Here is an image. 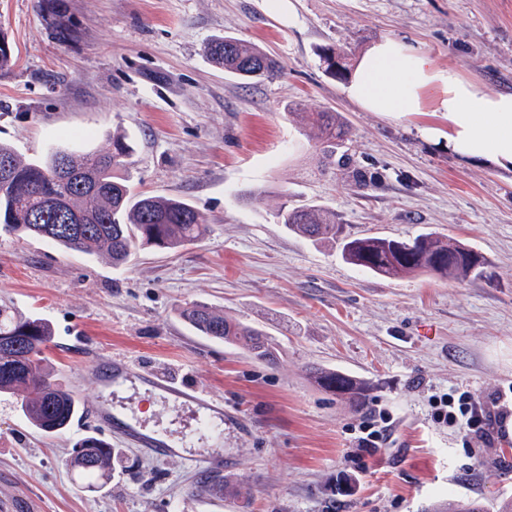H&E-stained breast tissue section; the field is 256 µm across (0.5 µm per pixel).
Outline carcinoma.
Instances as JSON below:
<instances>
[{
	"instance_id": "obj_1",
	"label": "carcinoma",
	"mask_w": 512,
	"mask_h": 512,
	"mask_svg": "<svg viewBox=\"0 0 512 512\" xmlns=\"http://www.w3.org/2000/svg\"><path fill=\"white\" fill-rule=\"evenodd\" d=\"M47 23L60 41L76 37L70 18L60 12H51ZM207 53L224 71L241 78H268L277 72L276 60L238 38H216ZM347 57L346 49L331 47L323 62L334 72L343 69L336 59ZM296 116L317 140L325 170L356 186L366 185L365 175L351 168L348 155L341 151L348 128L336 113L319 110ZM130 156L121 134L112 135V149L103 153L55 148L32 161L22 160L12 146L0 142V162H10L8 175L0 174V232L103 256L114 266L126 264L141 248L172 250L202 239L208 224L185 200L134 192ZM276 218L288 231L312 241H338L345 261L385 278L429 274L465 281L487 273L470 249L432 233L411 240L343 237L336 214L313 204L284 205ZM179 316L200 335L241 347L259 362L276 360V348L265 330L204 302L181 306ZM52 336L48 320L0 303V396L16 401L30 427L58 434L79 415L81 403L56 383L53 367L43 355ZM310 375L319 387L359 408L372 398L374 386L349 374L317 367ZM118 459V450L90 436L75 443L67 466L91 482L107 481Z\"/></svg>"
}]
</instances>
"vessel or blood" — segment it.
I'll use <instances>...</instances> for the list:
<instances>
[{
    "instance_id": "b4317fda",
    "label": "vessel or blood",
    "mask_w": 512,
    "mask_h": 512,
    "mask_svg": "<svg viewBox=\"0 0 512 512\" xmlns=\"http://www.w3.org/2000/svg\"><path fill=\"white\" fill-rule=\"evenodd\" d=\"M92 369L97 381L119 385L134 377L148 389L160 392L174 402L196 408L204 417L220 419L224 416L223 402L186 387L171 377L157 372L136 369L130 361L98 357L93 360ZM85 416L152 455L167 458H174L178 455V450L172 442L163 436L146 431L135 420L120 418L106 403L95 402L86 411Z\"/></svg>"
}]
</instances>
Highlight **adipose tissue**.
I'll use <instances>...</instances> for the list:
<instances>
[{
	"instance_id": "adipose-tissue-1",
	"label": "adipose tissue",
	"mask_w": 512,
	"mask_h": 512,
	"mask_svg": "<svg viewBox=\"0 0 512 512\" xmlns=\"http://www.w3.org/2000/svg\"><path fill=\"white\" fill-rule=\"evenodd\" d=\"M367 112L400 116L433 106L448 121L449 150L512 167V92H494L420 46L385 38L360 57L344 88Z\"/></svg>"
}]
</instances>
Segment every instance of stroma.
I'll return each mask as SVG.
<instances>
[{
    "instance_id": "stroma-1",
    "label": "stroma",
    "mask_w": 512,
    "mask_h": 512,
    "mask_svg": "<svg viewBox=\"0 0 512 512\" xmlns=\"http://www.w3.org/2000/svg\"><path fill=\"white\" fill-rule=\"evenodd\" d=\"M79 36L54 39L38 0H0L13 65L0 71V140L25 159L65 147L133 148L138 191L176 196L206 220L199 242L138 252L122 267L32 238L0 237V300L47 319L46 354L84 402H135L141 423L177 437L190 415L135 383L99 387L93 356L162 369L224 403V434L162 459L97 423L49 435L0 398V504L10 512H426L512 498V443L464 450L432 416L451 389L512 391V171L449 151L439 112H367L326 71L387 37L421 46L492 91H512V0H55ZM232 36L276 59L246 83L205 52ZM341 115L353 167L373 185L323 173L298 107ZM252 200H242L245 192ZM335 212L352 238L435 232L485 256L489 276L390 279L347 263L337 244L278 224L280 201ZM201 301L267 330L276 363L197 335L178 316ZM333 368L373 382L393 442L359 458L367 413L309 377ZM122 452L87 488L65 464L79 435ZM221 449L224 469L194 466ZM220 478L223 496L205 491Z\"/></svg>"
}]
</instances>
